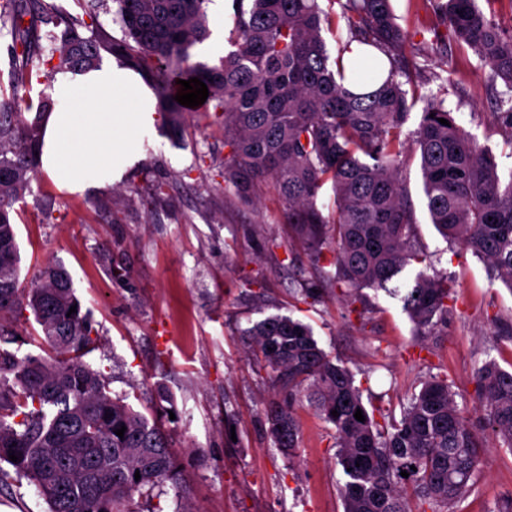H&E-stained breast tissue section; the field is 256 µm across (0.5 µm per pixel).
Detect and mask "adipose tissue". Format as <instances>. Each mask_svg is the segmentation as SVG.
Segmentation results:
<instances>
[{
	"mask_svg": "<svg viewBox=\"0 0 512 512\" xmlns=\"http://www.w3.org/2000/svg\"><path fill=\"white\" fill-rule=\"evenodd\" d=\"M53 97L39 166L70 193L121 181L144 156V136L159 121L153 93L133 71L112 63L59 74Z\"/></svg>",
	"mask_w": 512,
	"mask_h": 512,
	"instance_id": "ef3b65f1",
	"label": "adipose tissue"
}]
</instances>
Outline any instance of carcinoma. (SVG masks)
Segmentation results:
<instances>
[{
	"label": "carcinoma",
	"mask_w": 512,
	"mask_h": 512,
	"mask_svg": "<svg viewBox=\"0 0 512 512\" xmlns=\"http://www.w3.org/2000/svg\"><path fill=\"white\" fill-rule=\"evenodd\" d=\"M10 94L0 97V342L10 344V316L30 309L53 356L22 357L0 347V463L33 484L48 512H133L135 495L175 481L179 459L161 420L148 418L110 394L105 375L85 361L95 350L92 322L82 311L61 265L44 268L29 288L19 285L20 259L12 207L37 173L46 117L53 103L33 102V82L99 67L101 52L141 72L174 133L189 108L174 100L177 80L207 85L206 107L224 130L229 154L224 180L242 201L273 180L288 223L304 250L320 261L333 249L330 286L351 297L364 288L401 296L403 311L421 336L448 316V283L417 239L406 180L399 175L404 125L413 99L405 74L407 31L391 0H345L350 40L377 49L388 76L365 84L343 45L335 62L322 37L329 21L318 0H232L229 50L220 65L192 60L190 50L211 36L206 0H112L121 37L86 34L83 19L48 0H8ZM450 36L504 82L497 123L512 146V32L484 13L478 0H437ZM60 29L58 46L43 59L35 24ZM25 100L27 112L16 104ZM444 118L449 125L438 119ZM431 223L486 263L490 280L512 288V177L495 156L441 103L428 106L413 132ZM334 192L336 218L319 208L325 185ZM76 312L71 314V307ZM284 403L270 409V433L281 451L296 450L293 401L306 397L336 429L337 459L346 477L344 512H455L474 487L483 463L481 431L512 448V371L494 359L476 372L483 412L467 420L443 377L423 383L400 416L368 407L353 372L319 346L309 326L268 315L242 330ZM362 410L365 421L355 419ZM337 411L339 416L332 415ZM126 427L124 437L115 430ZM18 460L12 462L9 455ZM409 473L408 477L401 472ZM140 479H135V473Z\"/></svg>",
	"instance_id": "obj_1"
}]
</instances>
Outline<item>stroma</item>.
Wrapping results in <instances>:
<instances>
[{
  "instance_id": "obj_1",
  "label": "stroma",
  "mask_w": 512,
  "mask_h": 512,
  "mask_svg": "<svg viewBox=\"0 0 512 512\" xmlns=\"http://www.w3.org/2000/svg\"><path fill=\"white\" fill-rule=\"evenodd\" d=\"M409 34L414 107L411 140L429 101L443 103L512 173V147L494 118L495 90L479 57L448 38L435 0H391ZM144 158L112 187L70 194L38 174L13 206L20 283L62 264L97 341L89 363L113 395L167 424L180 469L135 512H344L335 429L307 400L293 412L295 455L275 448L268 410L279 396L242 329L272 314L308 324L320 346L363 382V398L400 412L432 377L447 378L464 416L477 418L476 370L496 360L512 371V291L490 282L471 251L448 244L430 222L418 156L407 151L416 232L451 290L448 316L421 336L399 299L365 289L357 312L336 296V268L313 261L288 231L271 184L245 203L224 183V132L212 113L189 112L181 137L158 122ZM512 501V449L489 440L484 465L458 512H493ZM37 490L0 481V512H47Z\"/></svg>"
}]
</instances>
